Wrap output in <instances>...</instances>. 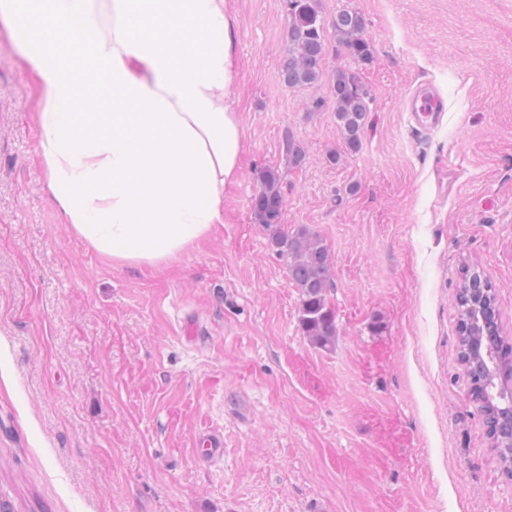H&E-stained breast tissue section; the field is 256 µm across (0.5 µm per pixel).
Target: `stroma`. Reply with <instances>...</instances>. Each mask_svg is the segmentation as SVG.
Segmentation results:
<instances>
[{"mask_svg": "<svg viewBox=\"0 0 512 512\" xmlns=\"http://www.w3.org/2000/svg\"><path fill=\"white\" fill-rule=\"evenodd\" d=\"M320 7L359 12L373 47L354 64L332 42L324 60L369 97L361 147L345 150L327 82L279 80L286 0H236L241 175L223 224L156 267L114 264L64 224L34 78L0 25V499L15 512H512L454 306L464 269L483 271L512 330V0ZM420 85L445 103L421 139L401 106ZM269 168L283 224L332 255L333 348L304 336L300 290L254 220ZM210 432L221 457L199 453Z\"/></svg>", "mask_w": 512, "mask_h": 512, "instance_id": "obj_1", "label": "stroma"}]
</instances>
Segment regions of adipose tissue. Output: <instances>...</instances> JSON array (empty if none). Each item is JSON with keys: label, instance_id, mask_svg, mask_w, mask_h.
I'll return each mask as SVG.
<instances>
[{"label": "adipose tissue", "instance_id": "1", "mask_svg": "<svg viewBox=\"0 0 512 512\" xmlns=\"http://www.w3.org/2000/svg\"><path fill=\"white\" fill-rule=\"evenodd\" d=\"M0 0L33 73L39 158L64 223L116 264L154 267L224 221L243 128L233 0Z\"/></svg>", "mask_w": 512, "mask_h": 512}]
</instances>
